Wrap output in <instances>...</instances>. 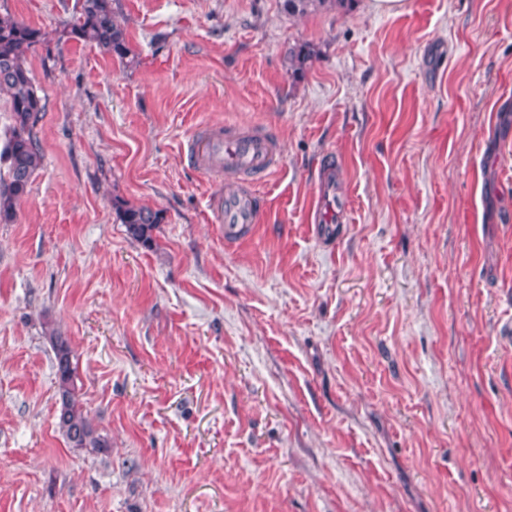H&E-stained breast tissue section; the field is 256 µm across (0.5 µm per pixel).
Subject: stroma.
Wrapping results in <instances>:
<instances>
[{
	"label": "stroma",
	"mask_w": 512,
	"mask_h": 512,
	"mask_svg": "<svg viewBox=\"0 0 512 512\" xmlns=\"http://www.w3.org/2000/svg\"><path fill=\"white\" fill-rule=\"evenodd\" d=\"M75 3L0 0L45 103L0 223V512H512V0H112L125 61L68 37ZM227 121L283 153L232 243L231 181L183 157ZM122 204L162 212L152 245ZM50 328L108 448L58 427ZM350 0H283V9L291 17H304L325 6L342 7ZM336 171L333 160L328 159L323 165L319 175V184L321 195L319 198L323 201V206L313 209L309 215L310 224H331L324 202H328L332 208L336 209V224L344 223L347 212L346 200L344 197L336 196L333 184V174Z\"/></svg>",
	"instance_id": "obj_1"
}]
</instances>
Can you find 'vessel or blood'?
<instances>
[{
  "instance_id": "vessel-or-blood-1",
  "label": "vessel or blood",
  "mask_w": 512,
  "mask_h": 512,
  "mask_svg": "<svg viewBox=\"0 0 512 512\" xmlns=\"http://www.w3.org/2000/svg\"><path fill=\"white\" fill-rule=\"evenodd\" d=\"M189 164L199 173L235 181L234 191L212 196L210 210L216 223L222 224L227 239L238 238L259 224L263 200L255 185L269 177L282 165L278 141L264 131L240 130L231 126L205 127L186 144ZM332 161H325L319 175L322 207L313 209L308 221L326 224L330 220L344 222L346 200L337 196Z\"/></svg>"
}]
</instances>
